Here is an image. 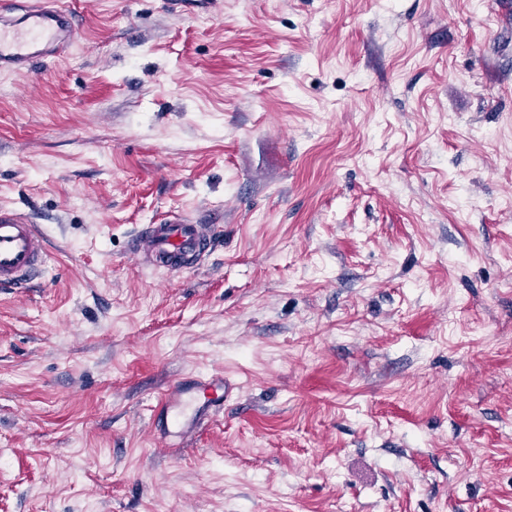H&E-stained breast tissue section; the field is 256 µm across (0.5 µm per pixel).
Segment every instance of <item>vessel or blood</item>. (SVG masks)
I'll use <instances>...</instances> for the list:
<instances>
[{
  "instance_id": "vessel-or-blood-1",
  "label": "vessel or blood",
  "mask_w": 512,
  "mask_h": 512,
  "mask_svg": "<svg viewBox=\"0 0 512 512\" xmlns=\"http://www.w3.org/2000/svg\"><path fill=\"white\" fill-rule=\"evenodd\" d=\"M74 11L59 0H0V72H23L38 59L63 55L77 32ZM214 236L210 224L174 217L146 224L131 240V254L171 272L199 268ZM48 250L43 232L26 215L0 208V286L20 288L41 273ZM236 386L224 374L181 382L160 398L151 427L161 437L192 434L205 411L223 406Z\"/></svg>"
}]
</instances>
